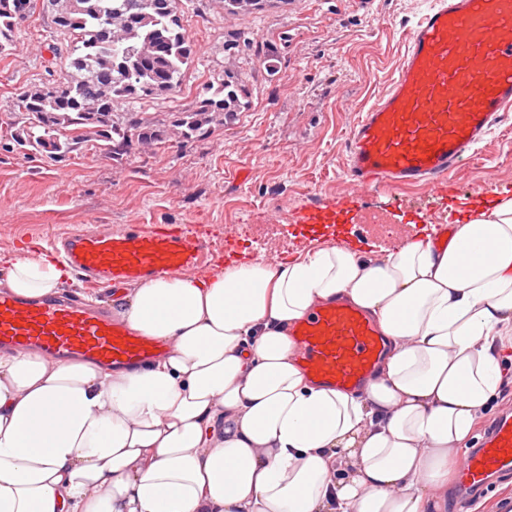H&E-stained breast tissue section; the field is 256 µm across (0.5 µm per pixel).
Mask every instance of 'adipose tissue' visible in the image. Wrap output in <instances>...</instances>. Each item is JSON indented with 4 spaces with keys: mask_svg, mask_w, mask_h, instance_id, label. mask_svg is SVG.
Segmentation results:
<instances>
[{
    "mask_svg": "<svg viewBox=\"0 0 512 512\" xmlns=\"http://www.w3.org/2000/svg\"><path fill=\"white\" fill-rule=\"evenodd\" d=\"M68 276L23 251L0 287L40 299ZM336 299L386 341L357 390L313 381L292 334ZM112 317L164 353L113 370L0 351V512H446L512 351V192L440 244L154 276Z\"/></svg>",
    "mask_w": 512,
    "mask_h": 512,
    "instance_id": "1",
    "label": "adipose tissue"
}]
</instances>
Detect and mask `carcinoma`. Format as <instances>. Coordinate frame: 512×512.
Masks as SVG:
<instances>
[{
  "label": "carcinoma",
  "mask_w": 512,
  "mask_h": 512,
  "mask_svg": "<svg viewBox=\"0 0 512 512\" xmlns=\"http://www.w3.org/2000/svg\"><path fill=\"white\" fill-rule=\"evenodd\" d=\"M61 23L55 31L71 37L49 46L55 61L72 69L64 80L32 86L17 94L10 111V137L0 149L46 152L64 158L87 142H102L112 154L132 142L161 139L150 119L130 113L124 129L114 117L132 100H154L175 90L183 67L196 57V44L178 15V0H48ZM0 0V54L11 49L19 4ZM245 85L233 76L203 85L192 109L176 121L182 140L208 131L216 118L241 111ZM120 136L114 140L113 135Z\"/></svg>",
  "instance_id": "carcinoma-1"
}]
</instances>
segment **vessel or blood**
Listing matches in <instances>:
<instances>
[{"instance_id":"1","label":"vessel or blood","mask_w":512,"mask_h":512,"mask_svg":"<svg viewBox=\"0 0 512 512\" xmlns=\"http://www.w3.org/2000/svg\"><path fill=\"white\" fill-rule=\"evenodd\" d=\"M512 114V0H432L413 25L387 92L359 113L347 142L352 180L368 187L432 183L451 172ZM204 245L191 226H149L123 234L80 231L61 244L77 275L120 284L199 264ZM294 336L316 382L357 389L385 350L377 325L359 308L327 304ZM43 350L112 367L147 364L163 346L133 334L111 313L64 296L34 301L0 293V348ZM512 474V416L464 454L460 481L481 495Z\"/></svg>"}]
</instances>
